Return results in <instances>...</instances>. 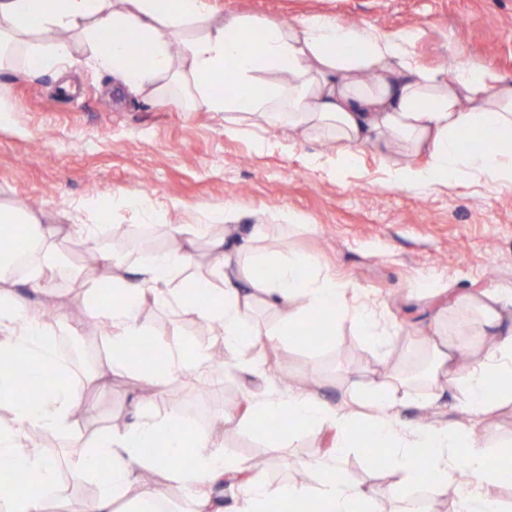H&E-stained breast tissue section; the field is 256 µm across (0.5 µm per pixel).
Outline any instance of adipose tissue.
<instances>
[{"label":"adipose tissue","mask_w":512,"mask_h":512,"mask_svg":"<svg viewBox=\"0 0 512 512\" xmlns=\"http://www.w3.org/2000/svg\"><path fill=\"white\" fill-rule=\"evenodd\" d=\"M254 26L245 16L216 14L208 0H0V70L19 64L37 73L70 61L63 36L71 33L126 93L174 105L187 101L196 109L233 114L238 125H285L339 143L336 156L314 158L315 167L344 169L363 148H398L403 158L394 163L393 178L401 187L432 188L466 174L512 189V84L501 83L484 61L457 64L449 80L418 61L416 29L383 33L325 13L296 26H265L254 53L244 47ZM133 36L150 51L149 63L137 69L128 61ZM477 138L486 147H473ZM205 230L202 224L170 225L178 247L156 251L133 267L126 255L101 250L99 261L108 273L86 297L93 317L111 327L103 344L112 374L161 388L208 371L212 349L202 344L179 341L164 345L155 360L140 358L151 334L145 313L150 303L186 307L219 324L217 341L227 364L245 372L259 369L264 345L287 344L318 317L322 335H335L350 319L372 348L392 344L394 332L373 308L349 305L356 284L337 280L312 256L260 252L247 244L228 251L218 238L211 242L208 274L190 276L195 257L181 243ZM54 235L33 211L0 202V239L24 242L33 289L47 290L60 268ZM15 260L14 252L0 250V401L13 408L11 423L0 424V459L23 468L26 479L0 480V512H48L59 492L57 463L31 448L28 437L69 430L83 385L48 339L38 313L14 291ZM266 267L274 270L273 278L257 276ZM501 302L498 290L473 301L488 336L482 351L467 338L451 344L431 332L421 339L430 358L423 372L367 384L350 381L340 404L302 390H268L252 395L243 412L224 415L227 424L258 425L285 415L295 430L331 434V449L309 464L314 485L266 484L244 461L225 456L214 433L199 432L184 417L143 412L102 433L72 463L74 482L95 480L102 492L73 503L71 512H112L146 471L160 473L172 491L188 493L191 512H274L283 503L293 510L308 499L321 502L324 512H364L371 493L345 466L358 442L390 449L398 478L382 494L398 502L400 512H421L412 489L424 472L444 486L467 473L471 489L460 500L461 512H497L494 490L512 482V448L503 451L508 465L492 472L489 448L477 440L480 417L512 402V326L504 324ZM259 305L275 316V329H257L253 312ZM463 353L473 356L466 369L458 365ZM12 361L25 362L33 379H51L38 405L17 400ZM447 388L458 392L473 417L470 424L414 425L397 411L410 397L429 398ZM219 482L231 491L230 509L213 496Z\"/></svg>","instance_id":"adipose-tissue-1"}]
</instances>
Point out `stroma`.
Masks as SVG:
<instances>
[{"label":"stroma","mask_w":512,"mask_h":512,"mask_svg":"<svg viewBox=\"0 0 512 512\" xmlns=\"http://www.w3.org/2000/svg\"><path fill=\"white\" fill-rule=\"evenodd\" d=\"M222 14L244 15L257 25L295 24L327 12L343 23L390 33L419 31V60L446 73L461 58L490 64L512 83V0H210ZM110 75L74 48L69 64L56 73L34 75L22 69L0 71V101L12 112L0 123V200L36 212L57 225V250L68 273L54 279L49 293L29 287L25 272H15L16 288L37 309L54 307L52 330L67 342L92 352L82 366L105 364V348L94 338L84 292L71 288V273L86 286L98 282V253L112 245L116 228L149 229L150 248L127 247L131 263L149 258L170 244L169 225L210 224L228 246L251 240L254 248L315 256L338 280L358 285L354 304L376 306L383 322L399 335L384 351L369 346L359 331L343 324L328 341L295 340L268 347L264 375L229 367L220 387L204 376L182 378L164 389L111 379L85 386L86 411L76 417L72 434L51 432L45 455L57 460L60 494L51 512H66L77 499L98 497L96 483H72L68 461L74 440L90 441L101 431L151 410L194 417L202 430L215 425L217 401L245 402L270 388L303 389L315 377L313 394L342 403L348 377L385 380L401 368L421 364L417 344L434 329L445 297L441 288L462 294L506 287L512 313V190L475 183L462 176L428 190L395 185L390 155L364 148L345 171L312 166L314 155H334L335 142L304 138L279 127L277 134L226 130L224 115L168 105L147 95L115 93ZM134 194L155 219L116 206ZM108 209L109 225L97 211L85 215L88 229L72 230L74 213L86 200ZM148 313L154 345L174 338L214 344L209 323L179 306H152ZM412 423L466 422L467 413L452 393L417 400L401 409ZM224 453L246 462L262 459L257 474L266 483L303 478L313 484L310 462L322 449L301 431L279 437L262 428L230 424L222 430ZM351 478L375 491L374 512H397V502L382 489L395 481L391 469L371 466L361 448L347 457Z\"/></svg>","instance_id":"1"}]
</instances>
